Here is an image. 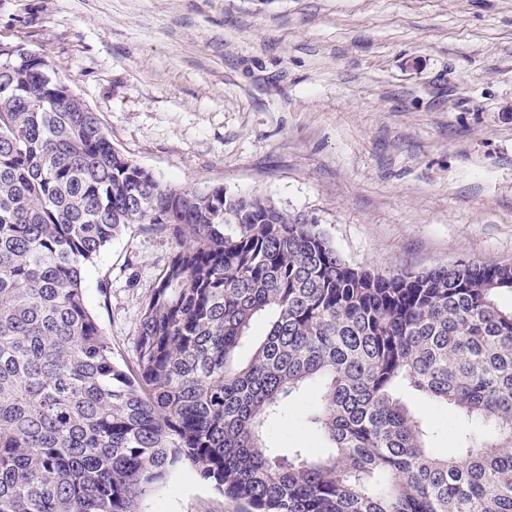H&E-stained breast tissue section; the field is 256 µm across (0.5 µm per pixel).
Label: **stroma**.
<instances>
[{"label":"stroma","instance_id":"35a3bbf8","mask_svg":"<svg viewBox=\"0 0 512 512\" xmlns=\"http://www.w3.org/2000/svg\"><path fill=\"white\" fill-rule=\"evenodd\" d=\"M0 42L43 54L162 183L307 214L353 266L512 262V0H0ZM175 250L133 224L86 267L116 362ZM308 406L278 446L323 453ZM411 407L453 454L457 413ZM142 510L241 512L189 467Z\"/></svg>","mask_w":512,"mask_h":512}]
</instances>
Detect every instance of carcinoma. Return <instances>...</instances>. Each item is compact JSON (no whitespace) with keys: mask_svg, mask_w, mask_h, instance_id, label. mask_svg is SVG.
<instances>
[{"mask_svg":"<svg viewBox=\"0 0 512 512\" xmlns=\"http://www.w3.org/2000/svg\"><path fill=\"white\" fill-rule=\"evenodd\" d=\"M38 76L0 58V512H140L185 466L247 512H512V262L353 267L269 199L161 183ZM130 224L178 247L131 367L82 287ZM406 392L463 417L454 454ZM312 394L329 452L272 446Z\"/></svg>","mask_w":512,"mask_h":512,"instance_id":"1","label":"carcinoma"}]
</instances>
